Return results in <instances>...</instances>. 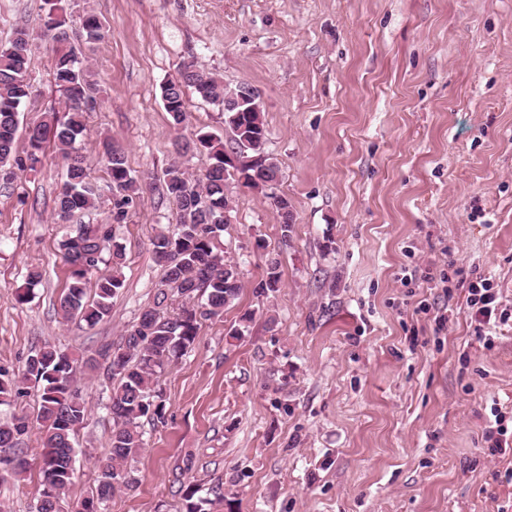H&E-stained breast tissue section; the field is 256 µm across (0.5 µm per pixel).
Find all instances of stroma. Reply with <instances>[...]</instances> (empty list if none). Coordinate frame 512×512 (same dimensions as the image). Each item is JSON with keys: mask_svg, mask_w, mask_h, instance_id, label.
<instances>
[{"mask_svg": "<svg viewBox=\"0 0 512 512\" xmlns=\"http://www.w3.org/2000/svg\"><path fill=\"white\" fill-rule=\"evenodd\" d=\"M106 36L70 44L100 82L80 151L111 222L103 145H122L140 185L113 228L124 286L95 326L64 318L73 232L55 216L65 169L46 143L37 170L0 181V368L44 343L77 355L119 344L152 305V240L172 223L164 173L177 136L224 138V110L186 89L176 129L161 88L182 64L263 99L281 181L232 186L221 238L242 290L158 377L165 420L144 423L133 488L105 512H512V447L489 456L491 406L512 412V0H89ZM43 0H0V44L33 36L35 126L61 108ZM294 214L283 241L273 198ZM281 288L257 296L266 261ZM42 277L30 284L29 273ZM493 281L510 318L484 345L467 304ZM28 301H19L21 291ZM447 315L445 326L436 318ZM241 329L239 339L230 331ZM89 412L71 507L96 484L112 435L111 386L78 367ZM21 476L0 474V512H33L40 433ZM195 488L187 497V488ZM231 492L223 500L222 492Z\"/></svg>", "mask_w": 512, "mask_h": 512, "instance_id": "1", "label": "stroma"}]
</instances>
